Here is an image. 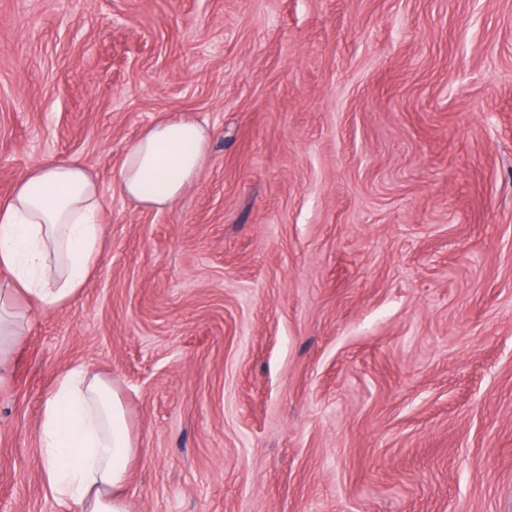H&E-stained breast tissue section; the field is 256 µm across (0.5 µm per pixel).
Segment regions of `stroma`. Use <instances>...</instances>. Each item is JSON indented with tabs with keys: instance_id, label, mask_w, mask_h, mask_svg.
I'll list each match as a JSON object with an SVG mask.
<instances>
[{
	"instance_id": "1",
	"label": "stroma",
	"mask_w": 512,
	"mask_h": 512,
	"mask_svg": "<svg viewBox=\"0 0 512 512\" xmlns=\"http://www.w3.org/2000/svg\"><path fill=\"white\" fill-rule=\"evenodd\" d=\"M195 183L118 189L144 127ZM79 158L104 247L0 377V512L58 372L112 384L129 512H512V0H0V196ZM209 147L207 128L184 115L172 114L148 126L123 155L121 193L145 208L173 207L197 179Z\"/></svg>"
}]
</instances>
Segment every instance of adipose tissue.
<instances>
[{"label": "adipose tissue", "mask_w": 512, "mask_h": 512, "mask_svg": "<svg viewBox=\"0 0 512 512\" xmlns=\"http://www.w3.org/2000/svg\"><path fill=\"white\" fill-rule=\"evenodd\" d=\"M207 128L173 114L143 129L119 171L123 195L149 209L173 207L209 153ZM96 182L73 158H53L21 175L0 200V265L14 282L0 289V344L16 341L22 298L52 310L73 299L96 263L102 228ZM47 494L80 512H128L124 489L138 449L111 383L90 365L57 378L39 433Z\"/></svg>", "instance_id": "adipose-tissue-1"}]
</instances>
